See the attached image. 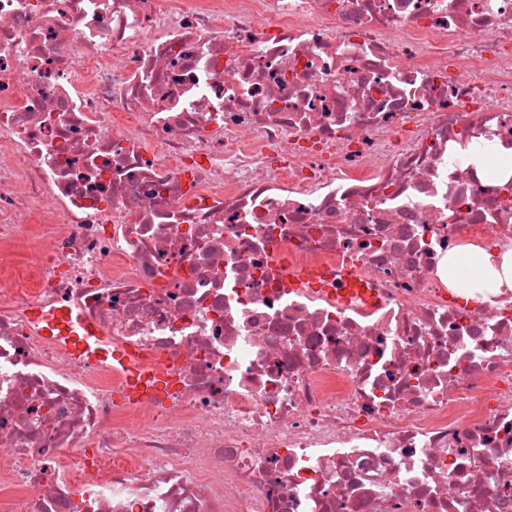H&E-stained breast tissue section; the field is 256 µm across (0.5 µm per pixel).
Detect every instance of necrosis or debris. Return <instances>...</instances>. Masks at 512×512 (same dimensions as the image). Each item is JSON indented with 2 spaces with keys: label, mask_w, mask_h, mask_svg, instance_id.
I'll use <instances>...</instances> for the list:
<instances>
[{
  "label": "necrosis or debris",
  "mask_w": 512,
  "mask_h": 512,
  "mask_svg": "<svg viewBox=\"0 0 512 512\" xmlns=\"http://www.w3.org/2000/svg\"><path fill=\"white\" fill-rule=\"evenodd\" d=\"M484 142L512 0H0V512H512V289L448 286L512 250ZM33 315L42 322L40 331L43 336L64 340L72 350L78 353L95 354L103 359L112 356V350L105 346L95 329L72 308L59 307L44 318L38 316L36 310Z\"/></svg>",
  "instance_id": "4bbe7bcc"
}]
</instances>
